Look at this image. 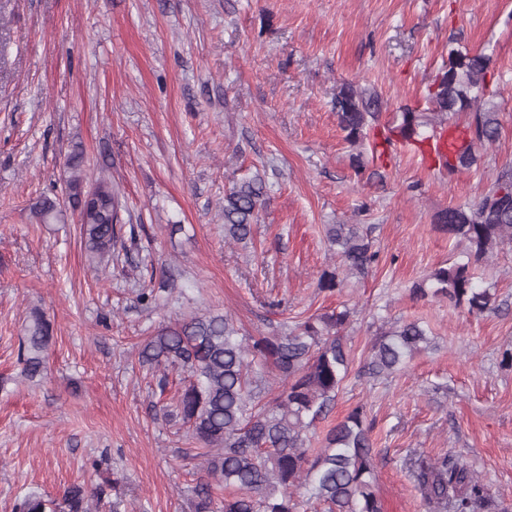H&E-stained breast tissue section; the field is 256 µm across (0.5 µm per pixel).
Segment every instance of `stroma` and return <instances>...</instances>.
I'll list each match as a JSON object with an SVG mask.
<instances>
[{"instance_id": "stroma-1", "label": "stroma", "mask_w": 512, "mask_h": 512, "mask_svg": "<svg viewBox=\"0 0 512 512\" xmlns=\"http://www.w3.org/2000/svg\"><path fill=\"white\" fill-rule=\"evenodd\" d=\"M0 19V512L106 476L120 512H193L197 449L160 411L139 346L192 313H230L258 337L336 308L350 313L351 363L314 446L359 406L383 512H433L414 462L445 453L483 484L477 512H512V245L475 269L494 313L411 293L460 256L436 214L476 203L512 164V0H0ZM452 39L492 56L496 142L468 171L409 144L355 171L337 87L376 90L385 121L424 111ZM78 146L86 182L109 168L135 230L105 267L70 206L54 224L31 214L64 197ZM256 174L252 242L225 243L224 192ZM328 224L365 225L378 252L334 293L318 288L335 262ZM155 264L174 281L157 307L136 299ZM33 307L53 338L32 382L18 347ZM410 320L431 346L366 373L375 338Z\"/></svg>"}]
</instances>
